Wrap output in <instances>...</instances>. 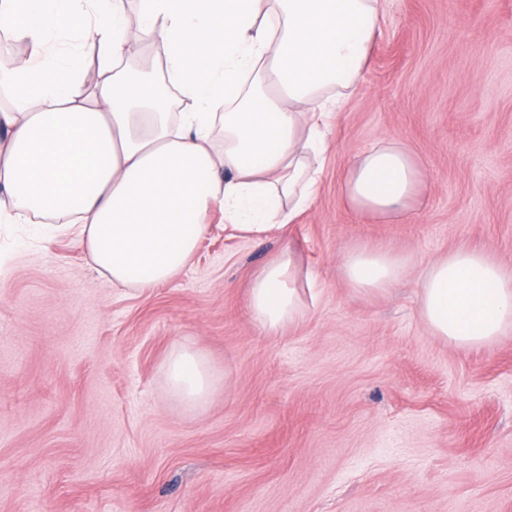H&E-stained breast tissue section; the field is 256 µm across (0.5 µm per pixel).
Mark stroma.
Instances as JSON below:
<instances>
[{"label":"stroma","mask_w":512,"mask_h":512,"mask_svg":"<svg viewBox=\"0 0 512 512\" xmlns=\"http://www.w3.org/2000/svg\"><path fill=\"white\" fill-rule=\"evenodd\" d=\"M383 9L287 236L243 239L213 209L175 279L132 289L51 225L0 223V512H512V330L450 344L417 297L425 266L460 247L512 270V0ZM382 141L425 174L398 223L340 189ZM355 246L413 272L357 293L341 271ZM288 247L320 294L271 335L247 288ZM179 343L218 379L199 409L167 388Z\"/></svg>","instance_id":"35a3bbf8"}]
</instances>
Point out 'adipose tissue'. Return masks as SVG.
<instances>
[{
  "label": "adipose tissue",
  "instance_id": "adipose-tissue-1",
  "mask_svg": "<svg viewBox=\"0 0 512 512\" xmlns=\"http://www.w3.org/2000/svg\"><path fill=\"white\" fill-rule=\"evenodd\" d=\"M382 23L380 0H139L134 14L125 0H0V30L33 46L0 70V85L20 93L0 108V222L73 225L89 264L136 289L181 272L213 205L243 237L284 232L313 202L330 122ZM63 34L97 48L93 84L79 55L56 49ZM156 37L163 85L121 69L131 42ZM424 178L406 148L382 142L356 157L342 193L353 211L398 222ZM341 266L364 295L410 273L407 259L367 247L348 249ZM417 286L426 328L445 341L482 346L512 328V273L486 254L451 251ZM314 298L313 274L289 249L248 289L251 318L269 333ZM165 375L189 407L216 384L186 344L171 349Z\"/></svg>",
  "mask_w": 512,
  "mask_h": 512
}]
</instances>
